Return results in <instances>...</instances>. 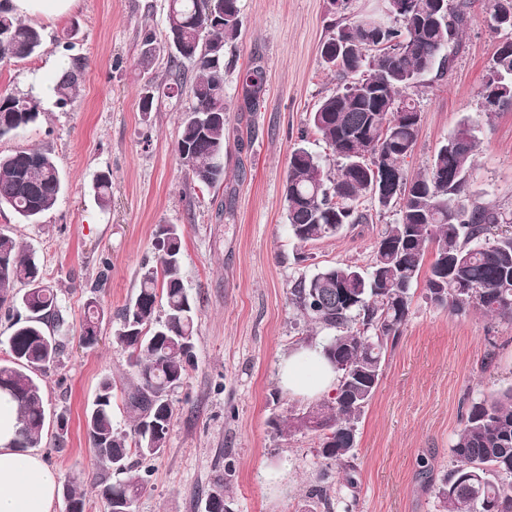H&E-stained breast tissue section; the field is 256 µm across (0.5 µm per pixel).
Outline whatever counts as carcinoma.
<instances>
[{
  "label": "carcinoma",
  "instance_id": "carcinoma-1",
  "mask_svg": "<svg viewBox=\"0 0 512 512\" xmlns=\"http://www.w3.org/2000/svg\"><path fill=\"white\" fill-rule=\"evenodd\" d=\"M394 15L353 12L352 0L329 24L333 34L321 46L336 93L320 101L310 122L339 161L336 176L303 145L293 147L283 188L291 236L301 245L337 236L371 220L363 203L397 209L398 220L373 247L370 271L349 264L300 277L288 299L304 322L334 331L323 351L339 372L331 400L272 422L277 435L311 432L317 456L342 463L356 444L358 423L382 376L388 350L402 335L412 289L424 281L426 299L463 314L470 310L512 321V209L472 197L468 191L477 142L467 122L436 150L428 169L408 175L421 112L410 91L427 75L452 69L473 0H402ZM493 30L512 31V0H485ZM239 0H168L164 40L172 49L176 87L188 89L174 151L193 182H224V46L240 34ZM44 47L40 29L0 0V66L29 58ZM157 39L141 40L138 65L150 70ZM491 67L512 84V40L500 44ZM82 68L64 71L56 83L57 105L71 103ZM246 97L257 102L265 76L258 67L243 78ZM410 108L413 113L405 112ZM36 105L24 98H0V138L36 121ZM62 188L52 155L41 150L0 154V208L33 224L56 205ZM112 181L97 176L101 207L111 204ZM184 230L162 224L155 233L156 263L142 265L134 299L121 310L114 342L128 352L134 383L127 394L129 430L114 426V385L104 378L86 429L100 469L97 483L105 512H135L150 470L139 462L161 456L174 417L173 394L194 364L197 304L180 276ZM431 261H426L427 255ZM24 289L15 291V286ZM22 308L26 316H16ZM0 311L12 319L7 344L11 359L0 363V392L19 409L18 448H35L45 436L40 376L65 348L67 318L57 291L44 282L28 250L0 232ZM53 319V328L46 322ZM97 298L86 303L79 341H99ZM138 462L130 461L131 456ZM66 512H85V495L71 483L61 491ZM446 512H512V387L468 403L450 448V469L438 491ZM206 512H231L224 485L207 495Z\"/></svg>",
  "mask_w": 512,
  "mask_h": 512
}]
</instances>
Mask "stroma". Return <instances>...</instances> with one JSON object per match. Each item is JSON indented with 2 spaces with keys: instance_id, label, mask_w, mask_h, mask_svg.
<instances>
[{
  "instance_id": "stroma-1",
  "label": "stroma",
  "mask_w": 512,
  "mask_h": 512,
  "mask_svg": "<svg viewBox=\"0 0 512 512\" xmlns=\"http://www.w3.org/2000/svg\"><path fill=\"white\" fill-rule=\"evenodd\" d=\"M240 8L241 34L224 47V182L215 187L189 180L174 152L189 97L162 98L150 112L139 108L147 79L168 76L166 45H159L151 72L137 64L144 32L165 30L167 0H78L68 15L35 19L42 52L0 68V96L33 99L39 110L34 123L0 139V153L49 151L62 178L57 204L39 223L0 210V231L34 253L70 323L63 354L41 378L45 438L36 452L60 483L77 481L86 512H104L86 411L101 379L111 378L114 424L129 428L123 396L132 374L112 334L136 293L142 264L154 257L156 226L180 224L181 276L198 307L196 359L173 396L167 448L147 463L137 512H204L219 480L234 512H443L437 492L462 411L512 384V323L431 305L422 286H414L403 333L358 425L350 458L356 486L317 457L313 434H274L271 419L307 407L280 388V357L300 338L322 344L329 336L297 319L289 286L336 263L369 268L376 240L397 214L375 209L369 223L298 247L283 197L294 143L305 138L325 172H336L309 124L317 104L337 89L320 57L331 34L329 0H240ZM504 38L490 29L476 0L449 76L427 78L413 94L422 120L406 169L424 171L448 134L468 121L477 138L472 194L511 206L512 109L486 116L479 97ZM75 65L82 82L73 101L57 107V79ZM255 67L263 70L265 86L254 105L243 76ZM102 172L112 179L106 209L93 189ZM92 297L103 318L98 345L86 350L78 336ZM61 413L68 426L59 452L53 436ZM269 467L286 477L275 498L262 476ZM319 486L328 487L330 506L315 496Z\"/></svg>"
}]
</instances>
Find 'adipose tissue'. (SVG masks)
<instances>
[{"label": "adipose tissue", "mask_w": 512, "mask_h": 512, "mask_svg": "<svg viewBox=\"0 0 512 512\" xmlns=\"http://www.w3.org/2000/svg\"><path fill=\"white\" fill-rule=\"evenodd\" d=\"M279 383L289 396L313 400L335 390L337 373L318 344H304L284 355ZM17 408L0 396V512H52L58 475L32 451L14 447Z\"/></svg>", "instance_id": "adipose-tissue-1"}]
</instances>
